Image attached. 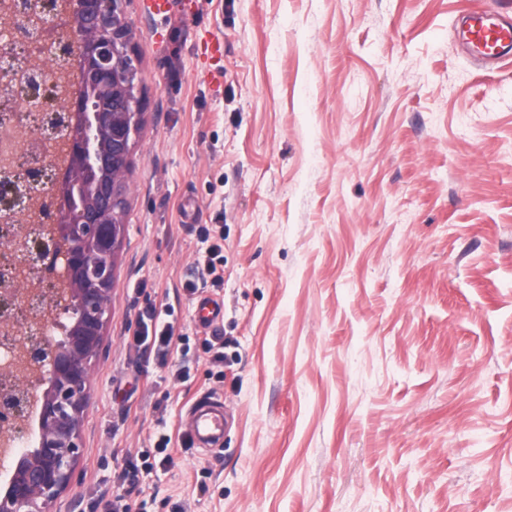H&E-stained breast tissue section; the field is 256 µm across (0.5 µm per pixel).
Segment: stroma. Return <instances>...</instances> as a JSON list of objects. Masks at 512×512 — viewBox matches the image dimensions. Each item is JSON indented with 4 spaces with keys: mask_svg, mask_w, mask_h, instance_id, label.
Here are the masks:
<instances>
[{
    "mask_svg": "<svg viewBox=\"0 0 512 512\" xmlns=\"http://www.w3.org/2000/svg\"><path fill=\"white\" fill-rule=\"evenodd\" d=\"M501 2L195 0L165 21L123 0L144 127L111 348L50 512H107L130 463L141 512H512V65L485 71L455 28ZM150 307L180 336L164 367L135 338ZM207 393L234 417L211 452L186 426ZM163 434L171 463L142 469ZM221 246L218 244L212 245L207 250V256L202 259H197V263L200 267L202 277L207 282L206 277L211 279L212 285L215 286L222 281L218 265L224 266V255L221 254ZM222 315V307L219 303L208 297H202L197 303L198 324L207 329L219 321Z\"/></svg>",
    "mask_w": 512,
    "mask_h": 512,
    "instance_id": "obj_1",
    "label": "stroma"
}]
</instances>
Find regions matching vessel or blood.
<instances>
[{
    "label": "vessel or blood",
    "instance_id": "b4317fda",
    "mask_svg": "<svg viewBox=\"0 0 512 512\" xmlns=\"http://www.w3.org/2000/svg\"><path fill=\"white\" fill-rule=\"evenodd\" d=\"M467 51L484 64H496L512 59V15L497 10L473 9L461 16L459 30ZM222 315V307L210 298H200L197 303L198 323L209 328ZM228 414L220 397L202 395L189 411L188 433L199 448L217 449L224 442Z\"/></svg>",
    "mask_w": 512,
    "mask_h": 512
}]
</instances>
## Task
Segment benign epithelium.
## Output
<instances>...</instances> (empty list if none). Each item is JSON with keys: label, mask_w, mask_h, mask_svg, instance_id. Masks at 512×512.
<instances>
[{"label": "benign epithelium", "mask_w": 512, "mask_h": 512, "mask_svg": "<svg viewBox=\"0 0 512 512\" xmlns=\"http://www.w3.org/2000/svg\"><path fill=\"white\" fill-rule=\"evenodd\" d=\"M76 34L95 96L66 131L79 178L68 188L71 211L59 225L57 245L71 311L64 336L48 347L24 349L48 387L28 381L0 392V433L13 430L11 417L31 407L38 414L35 448L0 460L6 483L0 512H50L70 485L80 448L91 362L109 354L104 329L111 317L114 256L123 238L122 201L135 123L144 111L130 84L134 31L123 19L122 0H79Z\"/></svg>", "instance_id": "benign-epithelium-1"}]
</instances>
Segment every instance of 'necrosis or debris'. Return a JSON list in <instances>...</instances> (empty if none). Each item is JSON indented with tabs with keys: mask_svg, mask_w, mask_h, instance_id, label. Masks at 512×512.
Wrapping results in <instances>:
<instances>
[{
	"mask_svg": "<svg viewBox=\"0 0 512 512\" xmlns=\"http://www.w3.org/2000/svg\"><path fill=\"white\" fill-rule=\"evenodd\" d=\"M63 0H0V171L42 172L37 193L15 202L12 182L0 178V302L9 288H24L12 319L0 321V360L19 354L22 340L46 341L56 330L68 298L56 273L47 269L53 258L48 229L52 219L41 211L62 185L67 162L55 133L68 119L66 105L83 90L79 59L59 65L53 56H36L46 40L50 20L61 19ZM27 16L25 38L12 37L17 17Z\"/></svg>",
	"mask_w": 512,
	"mask_h": 512,
	"instance_id": "4bbe7bcc",
	"label": "necrosis or debris"
}]
</instances>
